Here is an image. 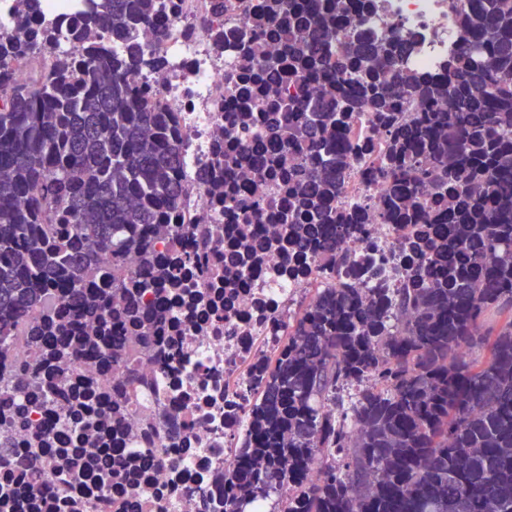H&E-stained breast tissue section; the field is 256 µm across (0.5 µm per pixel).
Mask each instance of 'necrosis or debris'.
<instances>
[{"instance_id": "obj_1", "label": "necrosis or debris", "mask_w": 512, "mask_h": 512, "mask_svg": "<svg viewBox=\"0 0 512 512\" xmlns=\"http://www.w3.org/2000/svg\"><path fill=\"white\" fill-rule=\"evenodd\" d=\"M265 2L164 0V29L141 27L137 40L169 65L129 75L170 112L171 137L181 148L183 192L167 221L206 225L209 265L218 276L228 270L227 257L240 237H273L278 222L272 211L247 222L225 208L224 197L269 196L279 207L288 205L281 189L285 173L259 181L245 167L228 164L242 151L243 121H250L253 134L263 130L268 76L259 69L244 76L235 46ZM468 7L469 0H373L365 27L375 41L403 38L409 45L405 66L434 78L460 51L461 16ZM337 135L355 150L333 206L357 214L365 226L364 233L342 239V263L326 268L320 251L311 249L294 270L284 250H269L246 264L232 298L198 283L206 304L159 328L169 339L166 348L140 354L135 375L89 361L58 373L62 386L78 375L92 378L100 410L119 408L122 430L107 448L55 440L65 427L60 417L44 422L53 439L48 448L35 447V430L0 432V441L10 445L8 454H0V512H104L108 500L115 512H221L228 443L250 428L240 391L225 388V379L248 381L250 371L263 366L259 339L282 335L310 288L341 284L363 294L383 288L393 296L406 283L402 226L380 219L386 188L369 174L387 149L386 136L369 111L352 113ZM204 173L223 184V193L201 181ZM148 453L154 462L147 467L139 458Z\"/></svg>"}]
</instances>
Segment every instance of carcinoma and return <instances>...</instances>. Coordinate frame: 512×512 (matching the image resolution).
Listing matches in <instances>:
<instances>
[{
    "instance_id": "cac0c4a2",
    "label": "carcinoma",
    "mask_w": 512,
    "mask_h": 512,
    "mask_svg": "<svg viewBox=\"0 0 512 512\" xmlns=\"http://www.w3.org/2000/svg\"><path fill=\"white\" fill-rule=\"evenodd\" d=\"M41 2L16 0L17 25L0 30V356L9 336L40 355L17 369L22 382L79 360L132 365L165 345L156 329L171 317L169 297L189 287L184 270L209 278L204 258L178 247L205 239L204 226L165 223L183 191L167 113L124 79L165 67L134 41L139 26L163 23L161 0H88L55 26ZM370 8L274 0L258 24L287 41L281 59L263 57L261 30L239 42L246 64L269 72L270 95L317 91L307 145L287 136L288 112L246 160L252 173L288 171V244L318 248L328 264L355 230V217L332 207L349 161L336 127L360 109L392 125L404 91L433 110L395 128L387 162L372 170L387 185L389 218L427 225L406 288L390 307L377 288H316L274 338L247 395L252 434L228 449L224 512H245L256 496L271 512H512V320L485 327L489 310L512 307V0H470L468 41L431 80L402 66V39L336 43V29L363 28ZM96 29L125 49L90 42ZM300 148L320 170L290 165ZM428 182L429 203L418 198ZM163 240L172 244L161 255ZM131 251L143 272L130 277ZM101 252L111 264H98ZM17 391L0 404V428L40 429L35 416L56 411L55 392ZM93 396L87 379L70 412L88 428L119 429V413L103 417ZM327 401L340 418L323 415ZM314 455L322 472L311 482Z\"/></svg>"
}]
</instances>
